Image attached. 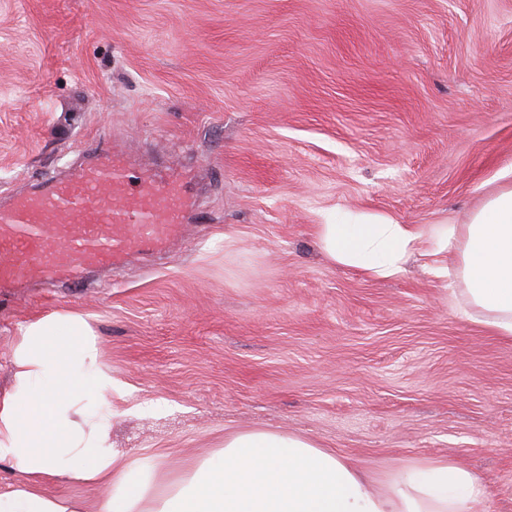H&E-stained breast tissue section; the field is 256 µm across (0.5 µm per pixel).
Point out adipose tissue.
I'll list each match as a JSON object with an SVG mask.
<instances>
[{"instance_id": "ef3b65f1", "label": "adipose tissue", "mask_w": 512, "mask_h": 512, "mask_svg": "<svg viewBox=\"0 0 512 512\" xmlns=\"http://www.w3.org/2000/svg\"><path fill=\"white\" fill-rule=\"evenodd\" d=\"M320 240L334 261L390 277L423 235L360 219L321 225ZM436 244L460 252L472 321L512 338V185L493 193L463 232L439 230ZM19 332L13 384L0 396V462L20 480L0 492V512H84L78 500L44 493L61 480L94 485L95 512H490L482 479L451 460L411 464L383 482L308 439L263 431L228 436L173 491L155 493L153 458H125L108 442L112 377L86 321L45 317Z\"/></svg>"}]
</instances>
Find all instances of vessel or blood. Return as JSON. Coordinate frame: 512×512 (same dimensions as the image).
<instances>
[{
  "mask_svg": "<svg viewBox=\"0 0 512 512\" xmlns=\"http://www.w3.org/2000/svg\"><path fill=\"white\" fill-rule=\"evenodd\" d=\"M199 217L186 177L103 154L0 204V297L33 275L84 287L92 271L167 251Z\"/></svg>",
  "mask_w": 512,
  "mask_h": 512,
  "instance_id": "1",
  "label": "vessel or blood"
}]
</instances>
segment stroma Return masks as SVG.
Here are the masks:
<instances>
[{
    "label": "stroma",
    "instance_id": "1",
    "mask_svg": "<svg viewBox=\"0 0 512 512\" xmlns=\"http://www.w3.org/2000/svg\"><path fill=\"white\" fill-rule=\"evenodd\" d=\"M191 172L207 223L89 285L0 305L89 324L113 448L161 484L280 432L386 477L445 457L512 512V339L464 315L462 228L512 166V0H0V197L110 150ZM414 224L396 276L333 261L321 225Z\"/></svg>",
    "mask_w": 512,
    "mask_h": 512
}]
</instances>
